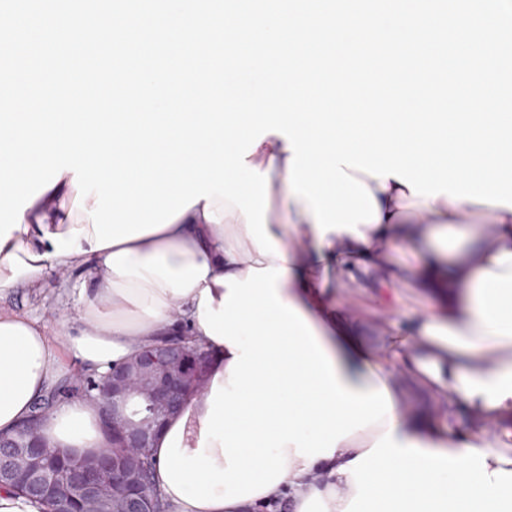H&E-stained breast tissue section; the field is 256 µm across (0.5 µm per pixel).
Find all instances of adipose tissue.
<instances>
[{"label": "adipose tissue", "mask_w": 512, "mask_h": 512, "mask_svg": "<svg viewBox=\"0 0 512 512\" xmlns=\"http://www.w3.org/2000/svg\"><path fill=\"white\" fill-rule=\"evenodd\" d=\"M291 152L268 134L247 164L269 175L260 254L240 210L199 200L163 229L103 249L70 172L24 211L0 246V297L50 273L89 269L80 324L65 336L0 306V434L14 433L72 364L105 371L138 348L184 335L211 356L204 387L159 434L153 480L168 512H512V208L423 198L396 178L349 174L371 191L376 222L319 233L288 185ZM401 244L419 266L392 263ZM436 299L415 327L397 288ZM340 288L374 289L386 344H364L337 314ZM420 383L434 409L414 412ZM468 417L475 429L457 426ZM42 437L97 451V404L58 402Z\"/></svg>", "instance_id": "adipose-tissue-1"}]
</instances>
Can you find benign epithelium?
I'll list each match as a JSON object with an SVG mask.
<instances>
[{
	"instance_id": "benign-epithelium-1",
	"label": "benign epithelium",
	"mask_w": 512,
	"mask_h": 512,
	"mask_svg": "<svg viewBox=\"0 0 512 512\" xmlns=\"http://www.w3.org/2000/svg\"><path fill=\"white\" fill-rule=\"evenodd\" d=\"M207 353L182 338H167L100 379L93 398L103 402L104 425L121 448L153 447L166 423L183 411L204 383ZM44 445L0 436V486L19 484L34 499L55 494L59 473L42 453ZM70 488L75 500L112 495L113 512H158L146 491L140 466L114 456L88 466L72 458Z\"/></svg>"
}]
</instances>
